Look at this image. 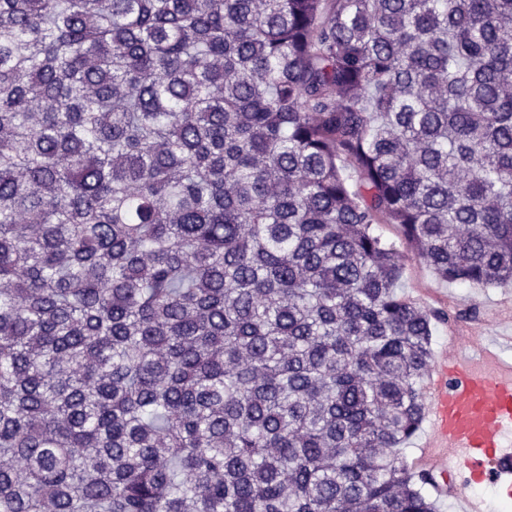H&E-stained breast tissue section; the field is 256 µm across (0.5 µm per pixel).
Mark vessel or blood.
Here are the masks:
<instances>
[{
  "instance_id": "1",
  "label": "vessel or blood",
  "mask_w": 512,
  "mask_h": 512,
  "mask_svg": "<svg viewBox=\"0 0 512 512\" xmlns=\"http://www.w3.org/2000/svg\"><path fill=\"white\" fill-rule=\"evenodd\" d=\"M511 348L512 336H490L470 355L453 336L431 366L424 453L457 512H487L476 484L512 494V361L503 357Z\"/></svg>"
}]
</instances>
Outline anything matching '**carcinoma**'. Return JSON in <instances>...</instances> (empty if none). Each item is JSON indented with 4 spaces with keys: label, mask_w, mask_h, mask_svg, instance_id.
<instances>
[{
    "label": "carcinoma",
    "mask_w": 512,
    "mask_h": 512,
    "mask_svg": "<svg viewBox=\"0 0 512 512\" xmlns=\"http://www.w3.org/2000/svg\"><path fill=\"white\" fill-rule=\"evenodd\" d=\"M408 259L512 284V0H0V512H437Z\"/></svg>",
    "instance_id": "obj_1"
}]
</instances>
